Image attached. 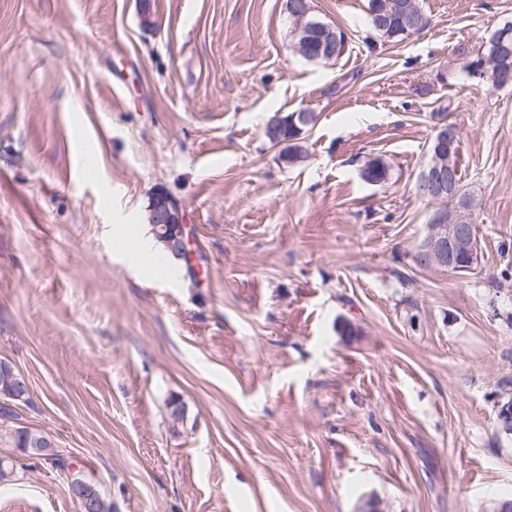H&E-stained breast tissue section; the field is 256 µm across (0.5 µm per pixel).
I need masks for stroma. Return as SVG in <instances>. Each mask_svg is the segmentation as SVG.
I'll return each mask as SVG.
<instances>
[{"mask_svg":"<svg viewBox=\"0 0 512 512\" xmlns=\"http://www.w3.org/2000/svg\"><path fill=\"white\" fill-rule=\"evenodd\" d=\"M0 0V358L114 512H496L512 497V88L468 76L512 0H420L373 44L367 0H312L347 36L289 46L286 0ZM307 109L308 159L264 136ZM480 260L418 267L416 192L440 121ZM390 178L372 185L364 161ZM196 278L141 252L156 188ZM186 406L173 422L167 403ZM16 465L0 512H78ZM363 167L365 169L361 173V177L364 181L370 184H381L388 181L390 168L381 157H369ZM148 205L149 224H185L183 208L173 196L160 193L151 199L149 207Z\"/></svg>","mask_w":512,"mask_h":512,"instance_id":"35a3bbf8","label":"stroma"}]
</instances>
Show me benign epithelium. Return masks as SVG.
<instances>
[{"label":"benign epithelium","instance_id":"7a95c632","mask_svg":"<svg viewBox=\"0 0 512 512\" xmlns=\"http://www.w3.org/2000/svg\"><path fill=\"white\" fill-rule=\"evenodd\" d=\"M414 2L401 4L397 0H374L368 12L377 26L382 27L385 16L395 11L413 9ZM287 10L293 20L289 30L292 49L311 62H331L336 54V33L333 29L312 16V8L305 0H288ZM512 43V24L497 28L487 40V57L484 64H494L506 45ZM310 114L295 112L283 118L279 112L269 119V125L277 129L283 124L299 129L309 121ZM458 141L457 131L448 130L443 121L436 129L434 145L429 162L421 170L416 188L419 193L437 202L450 201L448 207L436 209L426 225V232L418 245L416 260L427 268L446 270L455 274L469 271L479 260V245L475 239L472 212L459 198L451 156ZM150 224H185L180 203L171 195L161 193L151 199L147 208ZM166 247L178 258L190 253L187 233L165 241Z\"/></svg>","mask_w":512,"mask_h":512}]
</instances>
